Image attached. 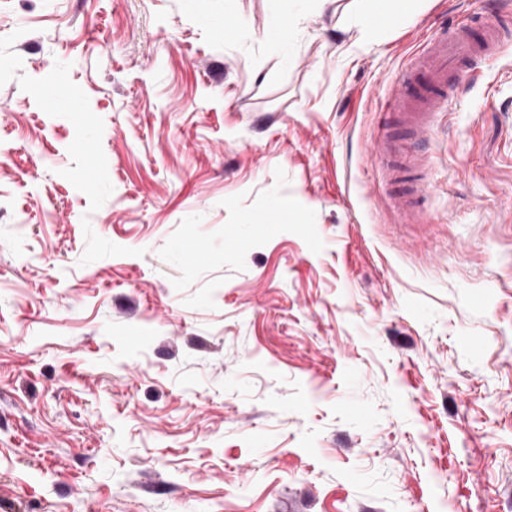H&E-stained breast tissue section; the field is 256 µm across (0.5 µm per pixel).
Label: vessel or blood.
Returning a JSON list of instances; mask_svg holds the SVG:
<instances>
[{
	"label": "vessel or blood",
	"mask_w": 512,
	"mask_h": 512,
	"mask_svg": "<svg viewBox=\"0 0 512 512\" xmlns=\"http://www.w3.org/2000/svg\"><path fill=\"white\" fill-rule=\"evenodd\" d=\"M512 49V29L503 26L474 29L469 19L441 27L423 40L408 59L399 88L387 103V117L369 142L371 155L385 178H393L399 161L420 171L425 160L418 152L426 135L435 130L451 112L452 90L460 83L475 82L483 76V64ZM429 193L426 179L416 180L407 193L391 197L396 211H408L417 218L419 207Z\"/></svg>",
	"instance_id": "b4317fda"
}]
</instances>
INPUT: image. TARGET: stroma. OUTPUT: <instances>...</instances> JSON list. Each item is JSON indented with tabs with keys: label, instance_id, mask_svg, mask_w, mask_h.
Wrapping results in <instances>:
<instances>
[{
	"label": "stroma",
	"instance_id": "obj_1",
	"mask_svg": "<svg viewBox=\"0 0 512 512\" xmlns=\"http://www.w3.org/2000/svg\"><path fill=\"white\" fill-rule=\"evenodd\" d=\"M358 5L0 0V512H512V53L426 222L368 148L422 35L512 0ZM367 2L364 12L354 21V27L360 34V38L371 39L377 35V26L374 17L383 14L386 6L391 1H400L404 12H411L419 0H362Z\"/></svg>",
	"mask_w": 512,
	"mask_h": 512
}]
</instances>
